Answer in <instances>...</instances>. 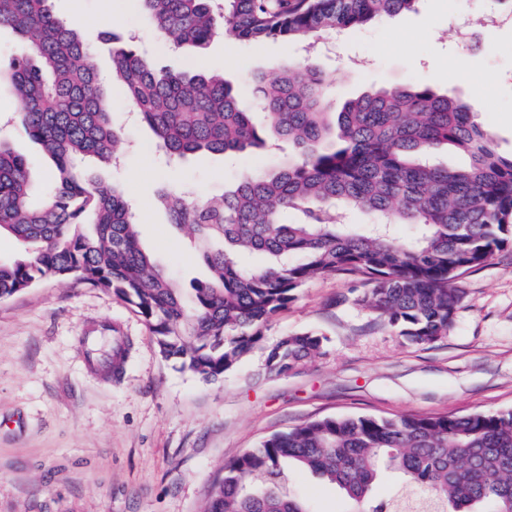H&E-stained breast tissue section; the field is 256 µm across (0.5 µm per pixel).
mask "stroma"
<instances>
[{
    "label": "stroma",
    "instance_id": "1",
    "mask_svg": "<svg viewBox=\"0 0 512 512\" xmlns=\"http://www.w3.org/2000/svg\"><path fill=\"white\" fill-rule=\"evenodd\" d=\"M111 4L113 30L134 37L157 68L224 75L249 97L253 72L300 46L268 40L226 46L215 35L187 51L161 39L139 0H51L56 18H94ZM502 0H419L414 11L350 30L334 53L313 62L344 102L370 87L414 82L480 104L477 120L497 151L512 154V25L478 29L471 46L456 39L465 16L503 9ZM91 59L108 76L112 121L130 146L121 167L91 159L84 169L120 186L137 215L143 247L181 287L207 277L186 229L154 204L159 189L186 185L196 198L223 193L241 172L288 158L287 145L223 158L201 155L167 166L153 132L129 110L112 79L110 48L93 42ZM9 84L0 85V141L34 163L37 190L52 163L17 120ZM455 322L436 343H407L358 305V277L310 280L264 330L267 342L302 331L324 338L319 354L285 375L268 373L261 351L223 380L206 382L165 360L144 319L112 293L44 279L0 301V512H202L228 462L298 424L340 415L465 416L512 409V248L458 282ZM114 330L126 344L119 372L92 367L82 338ZM293 487L312 512H349L345 496L309 471Z\"/></svg>",
    "mask_w": 512,
    "mask_h": 512
}]
</instances>
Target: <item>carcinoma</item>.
<instances>
[{"label": "carcinoma", "mask_w": 512, "mask_h": 512, "mask_svg": "<svg viewBox=\"0 0 512 512\" xmlns=\"http://www.w3.org/2000/svg\"><path fill=\"white\" fill-rule=\"evenodd\" d=\"M140 2L162 38L201 48L219 20L227 45L309 46L409 12L417 0ZM0 25L19 41L8 61L18 119L55 164L37 201L30 161L0 142V235L27 253L0 263L1 301L45 277L103 289L143 317L165 359L217 382L256 349L275 374L318 354L323 338L314 332L267 344L263 330L325 274L361 276V304L408 342L433 344L454 324L457 280L512 246V156L495 149L476 106L413 83L367 90L338 110L323 72L292 60L251 75L245 100L222 74L157 70L132 39L103 30L112 77L168 157L243 153L275 141L293 147L287 161L241 174L218 198L197 200L186 188L158 194L211 272L187 293L142 247L124 193L82 169L87 157L116 164L122 143L89 38L57 19L50 0H0ZM441 149L465 155L466 164L431 162ZM355 212L372 223H349ZM403 224L414 229L407 240L395 235ZM250 254L267 263L245 266ZM294 467L336 486L358 512H406L413 502L424 512H512V410L305 422L225 464L204 512H311L291 487ZM387 474L397 481L377 502Z\"/></svg>", "instance_id": "cac0c4a2"}]
</instances>
